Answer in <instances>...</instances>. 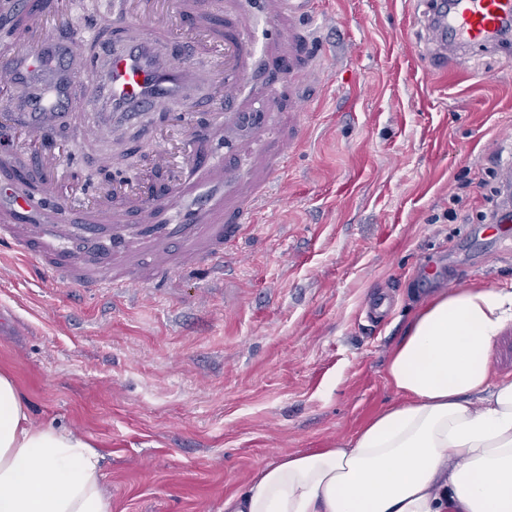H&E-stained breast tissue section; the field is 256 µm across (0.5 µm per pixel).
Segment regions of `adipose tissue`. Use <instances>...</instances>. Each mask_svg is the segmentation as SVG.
Here are the masks:
<instances>
[{"label":"adipose tissue","instance_id":"ef3b65f1","mask_svg":"<svg viewBox=\"0 0 512 512\" xmlns=\"http://www.w3.org/2000/svg\"><path fill=\"white\" fill-rule=\"evenodd\" d=\"M512 329V287L423 300L393 350L402 400L334 448L262 467L224 512H512V379L491 353ZM100 455L71 430L37 427L0 372V512H112Z\"/></svg>","mask_w":512,"mask_h":512}]
</instances>
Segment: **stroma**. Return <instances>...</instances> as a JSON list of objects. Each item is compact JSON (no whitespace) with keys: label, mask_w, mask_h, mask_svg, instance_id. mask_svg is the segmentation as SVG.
<instances>
[{"label":"stroma","mask_w":512,"mask_h":512,"mask_svg":"<svg viewBox=\"0 0 512 512\" xmlns=\"http://www.w3.org/2000/svg\"><path fill=\"white\" fill-rule=\"evenodd\" d=\"M120 7L81 0L54 25L80 35ZM422 10L314 0L318 65L281 72L265 103L297 143L223 270L115 295L0 254V371L34 425L93 442L112 512H224L261 467L397 402L385 370L423 297L512 285V240L480 218L512 161V45L429 69ZM49 141L74 148L91 194L100 153L134 173L162 138L115 146L73 122Z\"/></svg>","instance_id":"35a3bbf8"}]
</instances>
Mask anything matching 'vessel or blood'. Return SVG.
I'll use <instances>...</instances> for the list:
<instances>
[{"instance_id":"vessel-or-blood-1","label":"vessel or blood","mask_w":512,"mask_h":512,"mask_svg":"<svg viewBox=\"0 0 512 512\" xmlns=\"http://www.w3.org/2000/svg\"><path fill=\"white\" fill-rule=\"evenodd\" d=\"M242 2L135 0L133 10L112 16L106 29L65 40L51 31L42 0H5L0 83L17 95L0 111V127L21 130L35 146L73 113L98 131L167 119L182 154H154L152 171L168 179L161 196H148L129 180L102 188L87 206L68 184L63 155L35 152L36 197L0 205V243L32 259L37 270L82 288L123 291L140 271L158 281L223 264L225 238L260 194L228 203L217 193L189 211L196 174L219 190L237 177L225 153L241 162L262 147L280 156L288 147L278 121L262 108L277 95L276 82L243 95L258 56ZM312 9L313 0H267V47L285 39L311 50L310 34L297 24ZM423 29L433 55L457 60L494 52L512 39V0H428ZM36 203L47 205L49 218L24 221ZM133 214L140 223H129Z\"/></svg>"}]
</instances>
